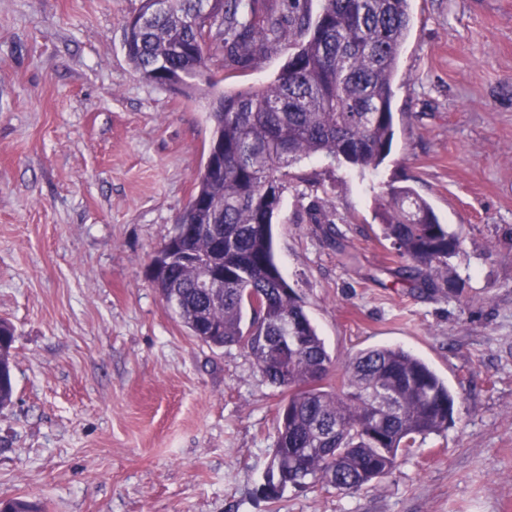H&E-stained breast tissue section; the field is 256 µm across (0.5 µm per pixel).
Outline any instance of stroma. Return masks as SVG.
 <instances>
[{
  "mask_svg": "<svg viewBox=\"0 0 512 512\" xmlns=\"http://www.w3.org/2000/svg\"><path fill=\"white\" fill-rule=\"evenodd\" d=\"M140 0H0V318L16 392L0 500L42 512H512V0H411L390 155L365 173L289 167L275 261L334 362L399 346L455 398L372 487L260 488L287 391L240 348L190 336L147 277L196 191L209 100L142 80L123 48ZM279 44L222 90L275 80ZM459 234L449 287L399 281L388 186Z\"/></svg>",
  "mask_w": 512,
  "mask_h": 512,
  "instance_id": "1",
  "label": "stroma"
}]
</instances>
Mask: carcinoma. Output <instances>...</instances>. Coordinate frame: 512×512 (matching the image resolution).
<instances>
[{
  "instance_id": "obj_1",
  "label": "carcinoma",
  "mask_w": 512,
  "mask_h": 512,
  "mask_svg": "<svg viewBox=\"0 0 512 512\" xmlns=\"http://www.w3.org/2000/svg\"><path fill=\"white\" fill-rule=\"evenodd\" d=\"M307 0L288 13L265 0H141L124 24L123 46L140 77L193 81L220 52L247 67L266 48L303 36L277 78L258 89L221 92L211 117L224 145V171L203 168L179 218L174 267L152 280L189 334L215 348L237 345L258 371L288 391L276 415L277 439L266 484L279 490L323 483L357 493L396 466L399 456L448 428L454 398L423 360L399 347H374L337 371L273 253L271 223L287 189V168L320 154L360 172L377 169L394 138L393 83L410 27V0H323L311 20ZM381 233L408 264L415 288L448 283L458 235L412 189L391 186L380 204ZM224 281L202 288L211 264ZM14 328L0 320V411L13 404ZM392 404L383 407L376 396ZM0 512H40L25 499Z\"/></svg>"
}]
</instances>
